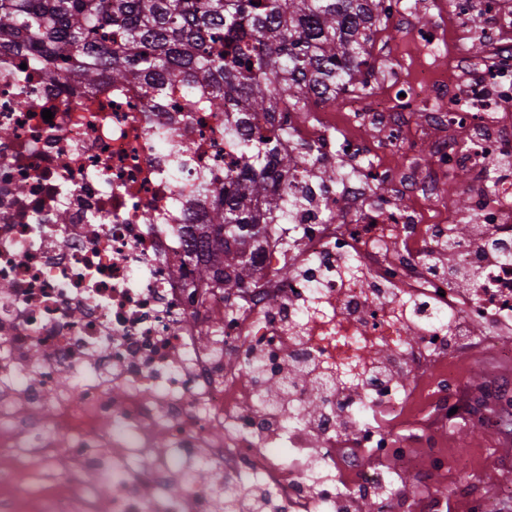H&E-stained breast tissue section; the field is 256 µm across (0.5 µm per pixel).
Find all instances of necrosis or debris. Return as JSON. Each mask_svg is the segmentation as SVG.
Instances as JSON below:
<instances>
[{"mask_svg":"<svg viewBox=\"0 0 512 512\" xmlns=\"http://www.w3.org/2000/svg\"><path fill=\"white\" fill-rule=\"evenodd\" d=\"M386 7L447 68L389 69L365 108L347 94L344 131L335 113H290L281 148L310 155L288 175L305 201L244 288L199 280L186 259L188 226L205 223L237 153L223 113L185 111L178 83L150 101L0 53V512H105L93 478L112 487L106 512H359L367 496L385 512H446L447 495L398 484L425 462L368 416L407 403L392 360L424 370L464 344L494 347L512 325V9L440 0L437 20L415 27L402 0ZM446 15L476 30L481 55L451 46ZM374 142L404 150L406 171L376 166ZM458 171L475 176L463 213L439 196ZM511 411L497 381L472 388L447 370L416 425L495 428ZM205 467L223 492L200 481Z\"/></svg>","mask_w":512,"mask_h":512,"instance_id":"4bbe7bcc","label":"necrosis or debris"}]
</instances>
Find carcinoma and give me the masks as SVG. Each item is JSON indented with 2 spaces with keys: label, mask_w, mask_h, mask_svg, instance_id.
Returning <instances> with one entry per match:
<instances>
[{
  "label": "carcinoma",
  "mask_w": 512,
  "mask_h": 512,
  "mask_svg": "<svg viewBox=\"0 0 512 512\" xmlns=\"http://www.w3.org/2000/svg\"><path fill=\"white\" fill-rule=\"evenodd\" d=\"M376 0H0V50L41 61L49 73L139 85L158 98L169 81L187 89L188 112H222L240 134L224 172V205L202 225L187 259L204 281L242 288L273 213L300 204L288 184L298 157L280 148L288 115L365 91L380 24ZM251 112L271 128L255 133Z\"/></svg>",
  "instance_id": "obj_1"
}]
</instances>
